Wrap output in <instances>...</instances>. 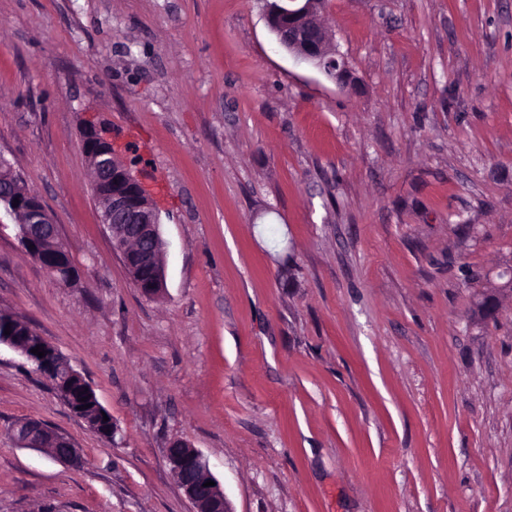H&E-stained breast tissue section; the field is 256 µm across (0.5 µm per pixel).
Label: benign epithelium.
I'll return each mask as SVG.
<instances>
[{
    "label": "benign epithelium",
    "mask_w": 512,
    "mask_h": 512,
    "mask_svg": "<svg viewBox=\"0 0 512 512\" xmlns=\"http://www.w3.org/2000/svg\"><path fill=\"white\" fill-rule=\"evenodd\" d=\"M282 7L271 15L267 6V23L278 46L297 61L312 63L340 83L347 82L348 70L343 56L329 42L316 41L308 36L316 22L314 0H281ZM82 148L95 170L93 194L101 210V221L112 238L114 249L120 254L132 282L149 298L166 291L165 242L160 232L157 201L146 186L132 175L123 160L124 150L112 143V137L94 122L85 125ZM0 167L10 171L7 181L0 184V209L19 221V239L27 253L48 274L64 284H72L78 274L62 264V253L67 248L60 240L43 202L23 187L21 177L11 172V163L0 155ZM19 203H14V199ZM0 325V346L6 345L24 356L43 375L69 408L78 404L80 397L91 394L89 382L34 329L26 336L4 334ZM40 347L45 356L31 353ZM98 435L115 440L116 428L103 416L86 420ZM22 448H36L64 464H77L80 450L60 432L34 419L22 420L10 430ZM166 461L176 476L180 488L192 504V512H234L224 488L210 469L203 453L181 439L169 442ZM212 480L213 486H204Z\"/></svg>",
    "instance_id": "7a95c632"
}]
</instances>
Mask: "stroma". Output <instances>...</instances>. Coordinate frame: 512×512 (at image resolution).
Segmentation results:
<instances>
[{"label": "stroma", "instance_id": "1", "mask_svg": "<svg viewBox=\"0 0 512 512\" xmlns=\"http://www.w3.org/2000/svg\"><path fill=\"white\" fill-rule=\"evenodd\" d=\"M340 84L264 0H0V155L79 271L0 218V312L111 414L93 432L0 347V512H191L183 439L234 512H512V0H326ZM94 120L161 207L167 292L112 248ZM37 419L82 464L19 447Z\"/></svg>", "mask_w": 512, "mask_h": 512}]
</instances>
